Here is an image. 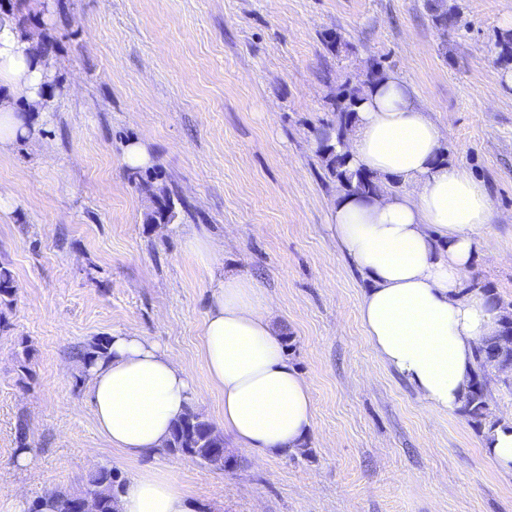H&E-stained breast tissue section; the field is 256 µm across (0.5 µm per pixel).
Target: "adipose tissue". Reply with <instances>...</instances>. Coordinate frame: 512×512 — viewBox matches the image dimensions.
I'll return each instance as SVG.
<instances>
[{"instance_id":"ef3b65f1","label":"adipose tissue","mask_w":512,"mask_h":512,"mask_svg":"<svg viewBox=\"0 0 512 512\" xmlns=\"http://www.w3.org/2000/svg\"><path fill=\"white\" fill-rule=\"evenodd\" d=\"M51 58L10 13L0 14V152L28 137L30 113L50 92ZM444 133L401 76L367 90L346 142L353 166L400 193L340 194L330 227L367 282L359 318L376 358L413 385L432 408L461 409L474 380L475 351L496 335L502 312L481 291L463 292L461 274L497 214L484 182L440 156ZM203 356L224 394L223 429L256 455L303 448L314 425L310 385L285 355L270 301L246 274L210 282ZM88 399L100 434L127 458L162 453L170 429L197 394L190 372L139 333L112 334L109 355L89 366ZM483 446L512 473V416L483 428ZM119 512H191L167 470L131 477Z\"/></svg>"}]
</instances>
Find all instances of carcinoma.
<instances>
[{"mask_svg": "<svg viewBox=\"0 0 512 512\" xmlns=\"http://www.w3.org/2000/svg\"><path fill=\"white\" fill-rule=\"evenodd\" d=\"M432 21L450 27L456 24L455 13L442 10L429 4ZM386 74L382 67L367 68V75L361 82H350L336 88L330 96V105L334 119L326 127L316 130L315 140L318 153L325 162L328 175L336 182V187L347 194L375 195L381 191V183L373 173L358 167H352L348 155L336 150L342 145L353 128L356 106L362 100L367 88L379 82ZM129 179L142 193L150 198L163 192L154 181L145 179L138 172H131ZM176 218V203L171 193L159 200L155 208L145 217L148 224H169ZM16 288L10 269L0 266V306L12 307ZM500 334L489 338L475 353V379L465 397L461 413L478 429L484 427L492 418L489 402L491 392L488 385V368L503 372L512 368V317L503 315ZM110 337L100 336L93 339L77 352L83 367L92 365L108 356ZM224 447V434L201 413L188 408L182 418L176 421L165 452L171 455L187 457L203 466L221 468L220 460L213 449ZM124 488V482L113 469L102 466L92 472L86 487L79 493L56 491L48 495L52 501L53 512H76L77 503L85 496L97 500L98 512H116V503Z\"/></svg>", "mask_w": 512, "mask_h": 512, "instance_id": "carcinoma-1", "label": "carcinoma"}]
</instances>
